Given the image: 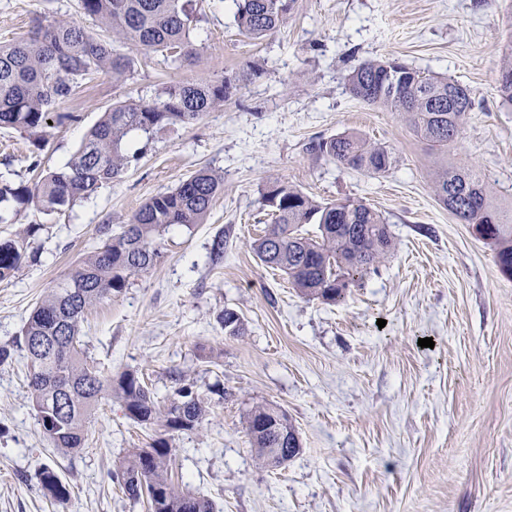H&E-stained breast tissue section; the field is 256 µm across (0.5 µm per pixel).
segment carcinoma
<instances>
[{
    "mask_svg": "<svg viewBox=\"0 0 512 512\" xmlns=\"http://www.w3.org/2000/svg\"><path fill=\"white\" fill-rule=\"evenodd\" d=\"M242 34L259 39L286 20L294 0H232ZM83 14L95 18L108 37L94 36L78 21L40 26L29 38L0 44V128L45 141L55 106L72 98L91 73H112L121 82L138 56L167 54L180 63L197 57L192 40L199 16L197 0H80ZM351 94L370 105L400 114L432 150L448 154L459 137L473 102L470 90L445 78L427 75L396 59L370 60L348 77ZM226 80L201 79L162 86L153 101H118L90 130L85 143L63 166L46 172L33 186L0 181V224L10 221L8 204H27L61 213L118 179L138 155L126 154L135 133L147 139L192 124L221 105L230 93ZM501 97L512 102V52L498 77ZM314 149L339 165L370 175L386 173L395 162L391 152L356 134L338 135ZM224 176L200 169L175 189L146 202L118 233L89 252L76 271L59 282L35 306L21 333L0 346V364L22 354L28 369L32 409L51 444L63 453L85 448L87 424L99 399L108 394L121 402L134 423L166 432L199 427L206 408L192 387L177 389L161 406L134 371L102 375L80 347L81 321L92 305L125 288L128 279L150 270L161 257L159 239L166 229H188L204 222ZM433 190L441 204L462 224H487L500 270L512 277V215L490 195L476 166L440 168ZM263 205L271 228L252 243L261 263L288 275L303 296L336 304L348 288L391 248L385 219L361 200L318 202L280 181L265 186ZM318 224L319 234L305 237L301 228ZM26 235L0 241V281L11 279L28 258ZM253 450L268 468L284 465L277 451L288 447L295 429L273 403L254 407L247 419ZM172 448L160 438L149 448H135L112 472L127 495L147 498L149 512H214L211 500L184 493L172 481ZM45 496L56 503L70 498V487L45 465L39 473Z\"/></svg>",
    "mask_w": 512,
    "mask_h": 512,
    "instance_id": "carcinoma-1",
    "label": "carcinoma"
}]
</instances>
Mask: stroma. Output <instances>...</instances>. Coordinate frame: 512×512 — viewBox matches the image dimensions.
Wrapping results in <instances>:
<instances>
[{
	"label": "stroma",
	"mask_w": 512,
	"mask_h": 512,
	"mask_svg": "<svg viewBox=\"0 0 512 512\" xmlns=\"http://www.w3.org/2000/svg\"><path fill=\"white\" fill-rule=\"evenodd\" d=\"M192 34L203 52L171 64L155 54L115 83L99 73L59 103L63 123L41 150L0 129V178L31 184L29 168L67 162L114 101H152L162 85L230 80L223 105L149 141L120 178L64 213L10 206L0 239L24 235L37 259L0 282V345L12 342L35 303L151 197L199 169L223 175L205 223L172 227L151 270L132 275L90 307L83 348L105 373H143L157 401L192 385L208 408L202 426L164 433L102 399L86 447H52L31 406L26 366L0 365V512H148L109 477L134 448L166 438L180 490L215 512H512V277L492 247L438 201L440 159L396 113L365 104L348 76L393 58L466 86L473 101L452 164H472L495 200L512 205V102L496 88L512 51V0H296L287 22L258 40L242 34L231 0H202ZM79 19L78 0H0V42L35 24ZM357 133L395 157L384 175L334 163L321 140ZM278 180L319 201L359 199L384 217L394 247L326 304L300 295L266 268L250 244L270 221L266 183ZM224 258L208 260L216 235ZM240 317L232 336L222 312ZM385 327H378V320ZM423 338L434 347H420ZM279 405L301 444L285 467L256 457L246 418ZM71 487L58 504L38 484L43 466Z\"/></svg>",
	"instance_id": "obj_1"
}]
</instances>
